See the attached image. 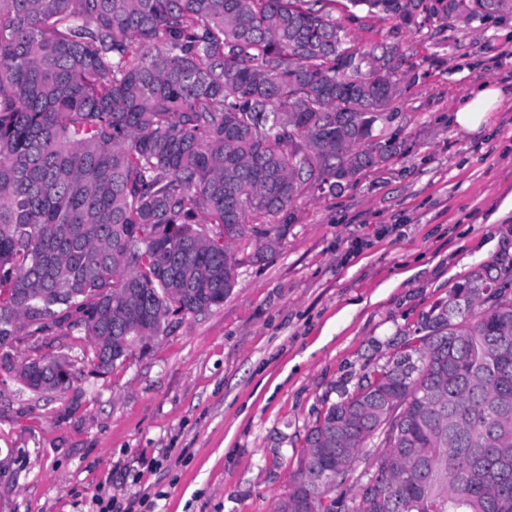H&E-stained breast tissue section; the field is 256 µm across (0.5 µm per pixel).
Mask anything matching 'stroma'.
Listing matches in <instances>:
<instances>
[{"mask_svg":"<svg viewBox=\"0 0 512 512\" xmlns=\"http://www.w3.org/2000/svg\"><path fill=\"white\" fill-rule=\"evenodd\" d=\"M359 42L408 60L391 132L404 152L312 193L273 259H244L221 306L179 320L109 375L37 400L0 382V512H93L102 480L132 512H273L324 405L385 365L480 266H512V12L383 19L337 6ZM503 91L476 132L448 113Z\"/></svg>","mask_w":512,"mask_h":512,"instance_id":"35a3bbf8","label":"stroma"}]
</instances>
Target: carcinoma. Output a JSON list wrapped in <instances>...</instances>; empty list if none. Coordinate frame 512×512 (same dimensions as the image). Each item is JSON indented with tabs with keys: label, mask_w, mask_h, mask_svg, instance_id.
Instances as JSON below:
<instances>
[{
	"label": "carcinoma",
	"mask_w": 512,
	"mask_h": 512,
	"mask_svg": "<svg viewBox=\"0 0 512 512\" xmlns=\"http://www.w3.org/2000/svg\"><path fill=\"white\" fill-rule=\"evenodd\" d=\"M336 2L0 0V376L37 396L122 368L224 303L237 251L273 257L304 194L400 156L378 126L407 59L352 40ZM348 2L449 19L445 0ZM338 452L314 512H512V268L476 271L328 405L275 512H302Z\"/></svg>",
	"instance_id": "1"
}]
</instances>
